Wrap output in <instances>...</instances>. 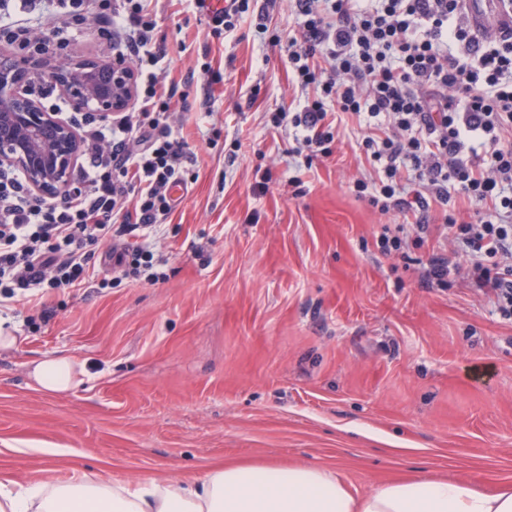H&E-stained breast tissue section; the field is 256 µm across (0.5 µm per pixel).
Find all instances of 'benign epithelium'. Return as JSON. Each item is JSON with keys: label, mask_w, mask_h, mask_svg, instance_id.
I'll use <instances>...</instances> for the list:
<instances>
[{"label": "benign epithelium", "mask_w": 512, "mask_h": 512, "mask_svg": "<svg viewBox=\"0 0 512 512\" xmlns=\"http://www.w3.org/2000/svg\"><path fill=\"white\" fill-rule=\"evenodd\" d=\"M39 72L24 61L0 60V166L21 168L44 198L63 196L82 152L76 128L31 97ZM50 79L72 107L93 106L103 118L130 109L136 74L126 65L61 64Z\"/></svg>", "instance_id": "1"}]
</instances>
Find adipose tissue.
<instances>
[{"mask_svg":"<svg viewBox=\"0 0 512 512\" xmlns=\"http://www.w3.org/2000/svg\"><path fill=\"white\" fill-rule=\"evenodd\" d=\"M47 393L70 389L76 363H37ZM0 512H512V491L485 493L445 479L402 478L354 495L335 468L305 463H218L198 477L95 481L77 477L13 491L0 481Z\"/></svg>","mask_w":512,"mask_h":512,"instance_id":"adipose-tissue-1","label":"adipose tissue"}]
</instances>
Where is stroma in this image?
I'll use <instances>...</instances> for the list:
<instances>
[{"label":"stroma","mask_w":512,"mask_h":512,"mask_svg":"<svg viewBox=\"0 0 512 512\" xmlns=\"http://www.w3.org/2000/svg\"><path fill=\"white\" fill-rule=\"evenodd\" d=\"M250 0L217 39L195 0H160L156 34L189 109L188 189L154 251L158 278L47 290L0 306V479L15 490L72 475L182 478L222 462L333 465L353 490L395 477L512 488V318L465 277L430 288L429 255L470 267L444 226L477 207L432 208L425 243L353 183L372 167L357 122L327 157L291 155L278 110L304 97L288 71L290 0L266 28ZM212 77H204V64ZM409 240L410 262L382 236ZM83 374L46 394L35 360Z\"/></svg>","instance_id":"stroma-1"}]
</instances>
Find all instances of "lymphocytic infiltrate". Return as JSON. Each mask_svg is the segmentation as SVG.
<instances>
[{"label": "lymphocytic infiltrate", "instance_id": "lymphocytic-infiltrate-1", "mask_svg": "<svg viewBox=\"0 0 512 512\" xmlns=\"http://www.w3.org/2000/svg\"><path fill=\"white\" fill-rule=\"evenodd\" d=\"M45 33L25 20L36 3ZM159 0H0V42L18 54L66 58L87 13L96 39L137 73L134 111L81 120L83 163L57 201L37 197L24 171L0 169V302L96 276L94 257L113 243L112 265L138 277L153 267L151 241L183 185L187 144L170 115L176 86L156 36ZM299 37L288 40L293 82L317 94L299 112L274 113L298 151L329 155L333 127L366 116L361 148L374 167L356 180L381 212L413 214L428 227L431 206L460 193L483 206L476 221L448 229L474 258L467 275L512 317V23L474 26L465 0H294ZM140 232L137 244L124 237Z\"/></svg>", "mask_w": 512, "mask_h": 512}]
</instances>
